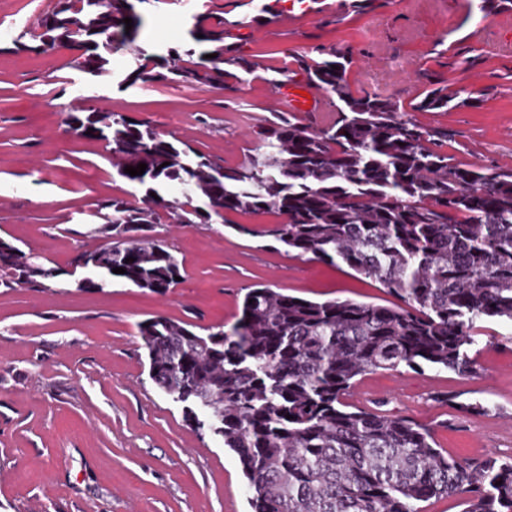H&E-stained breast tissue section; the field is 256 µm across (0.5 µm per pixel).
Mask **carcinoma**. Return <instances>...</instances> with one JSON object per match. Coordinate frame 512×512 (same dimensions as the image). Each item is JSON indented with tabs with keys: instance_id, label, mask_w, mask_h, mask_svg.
Listing matches in <instances>:
<instances>
[{
	"instance_id": "cac0c4a2",
	"label": "carcinoma",
	"mask_w": 512,
	"mask_h": 512,
	"mask_svg": "<svg viewBox=\"0 0 512 512\" xmlns=\"http://www.w3.org/2000/svg\"><path fill=\"white\" fill-rule=\"evenodd\" d=\"M151 2L54 0L27 32L33 44L19 46L39 53L69 45L77 51L71 67L92 76L126 51L120 84L128 87L172 75L228 88L256 73L236 42L237 25L208 9L193 16L192 46L138 43L139 7ZM314 52L293 56L270 83L279 90L301 79L326 92L330 118L303 124L290 112L261 121L251 131L255 146L235 167L163 138L147 120L68 110V131L105 142L115 175L139 189L98 206L99 233L125 224L132 236L110 256L103 245L91 250L102 257L86 271L85 289L117 280L166 295L184 268L166 241L149 235L164 220L191 226L227 224L230 213L277 215L261 235L299 257L339 261L398 303L296 301L250 288L228 330L200 335L165 316L138 324L151 380L187 413L200 405L218 420L211 431L237 455L254 512H421L418 503L452 494L466 495L463 512H512V462L448 458L414 421L347 411L344 402L369 371L423 361L470 375L478 323L512 320V169L455 162L446 148L457 133L415 119L471 104L433 75L419 74L422 86L406 104L355 95L352 49ZM140 163L143 174L124 172ZM173 186L183 191L168 199L164 190ZM25 261L19 248L1 250L0 283L43 288L67 274L34 257L41 272L23 281Z\"/></svg>"
}]
</instances>
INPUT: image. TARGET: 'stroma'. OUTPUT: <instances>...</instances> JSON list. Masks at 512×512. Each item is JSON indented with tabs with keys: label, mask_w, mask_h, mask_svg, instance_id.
I'll use <instances>...</instances> for the list:
<instances>
[{
	"label": "stroma",
	"mask_w": 512,
	"mask_h": 512,
	"mask_svg": "<svg viewBox=\"0 0 512 512\" xmlns=\"http://www.w3.org/2000/svg\"><path fill=\"white\" fill-rule=\"evenodd\" d=\"M50 2L0 0V237L58 266L101 244L98 205L130 188L103 143L66 132L64 114L79 96L233 167L251 128L281 109L275 70L316 46L348 44L358 55L352 92L406 101L418 72L433 73L478 104L417 120L457 131L460 163L512 168V10L485 16L469 0H374L343 15L340 0H313L259 21L251 0H156L143 9L142 43L183 46L206 5L240 23L257 76L233 89L166 80L123 90L117 75L73 69L69 55L15 48ZM439 42L445 54L435 52ZM275 221L248 213L226 224L156 225L185 268L164 296L127 283L83 292L0 285V512H251L236 454L151 381L137 324L160 314L229 327L254 286L315 302L392 303L345 265L296 257L262 236ZM470 354L472 375L426 363L379 369L358 376L345 402L430 429L448 457L512 458V321L483 320ZM474 403L488 413L469 412Z\"/></svg>",
	"instance_id": "35a3bbf8"
}]
</instances>
